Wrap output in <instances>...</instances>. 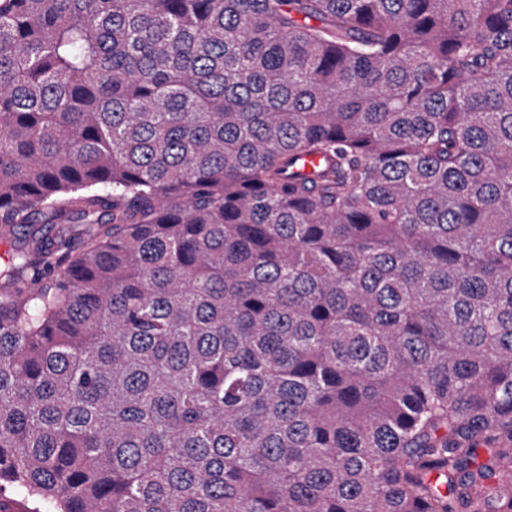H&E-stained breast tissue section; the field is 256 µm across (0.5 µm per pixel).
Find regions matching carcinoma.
Instances as JSON below:
<instances>
[{
    "mask_svg": "<svg viewBox=\"0 0 512 512\" xmlns=\"http://www.w3.org/2000/svg\"><path fill=\"white\" fill-rule=\"evenodd\" d=\"M0 224L32 512H512V0H0Z\"/></svg>",
    "mask_w": 512,
    "mask_h": 512,
    "instance_id": "1",
    "label": "carcinoma"
}]
</instances>
